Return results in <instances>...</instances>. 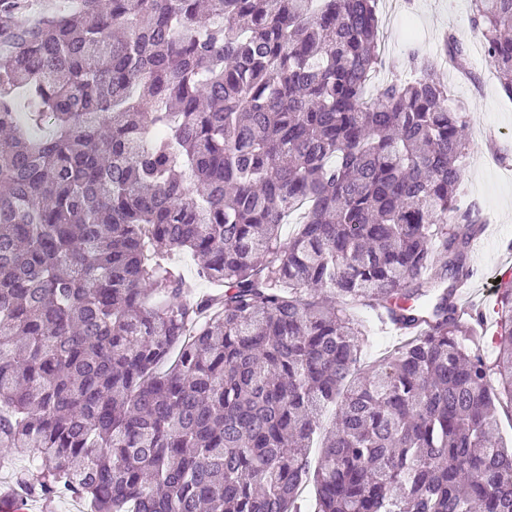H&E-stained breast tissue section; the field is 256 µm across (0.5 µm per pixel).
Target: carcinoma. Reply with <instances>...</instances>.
<instances>
[{"label": "carcinoma", "mask_w": 512, "mask_h": 512, "mask_svg": "<svg viewBox=\"0 0 512 512\" xmlns=\"http://www.w3.org/2000/svg\"><path fill=\"white\" fill-rule=\"evenodd\" d=\"M472 4L512 98V0ZM32 6L0 0L16 483L89 512H302L311 480L315 512H512V281L488 357L457 304L483 234L457 205L465 116L432 64L369 95L375 0ZM358 308L408 336L366 376Z\"/></svg>", "instance_id": "obj_1"}]
</instances>
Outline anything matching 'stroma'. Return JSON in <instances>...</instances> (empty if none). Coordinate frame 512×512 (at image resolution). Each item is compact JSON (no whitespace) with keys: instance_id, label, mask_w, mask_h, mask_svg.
I'll return each mask as SVG.
<instances>
[{"instance_id":"35a3bbf8","label":"stroma","mask_w":512,"mask_h":512,"mask_svg":"<svg viewBox=\"0 0 512 512\" xmlns=\"http://www.w3.org/2000/svg\"><path fill=\"white\" fill-rule=\"evenodd\" d=\"M379 51L387 66L371 81L379 88L413 66L436 64V76L448 81L453 101L464 107L467 155L462 161L460 199L483 205L493 217L472 261L489 271L512 254V99L501 90L487 63L484 43L470 22L472 0H378ZM453 33L463 47L476 80L452 79L440 66L443 38Z\"/></svg>"}]
</instances>
